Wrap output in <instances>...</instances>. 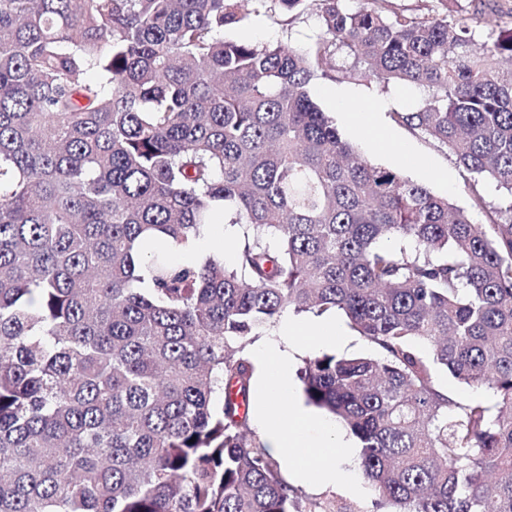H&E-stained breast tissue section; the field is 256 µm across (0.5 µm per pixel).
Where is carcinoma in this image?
<instances>
[{"instance_id": "1", "label": "carcinoma", "mask_w": 512, "mask_h": 512, "mask_svg": "<svg viewBox=\"0 0 512 512\" xmlns=\"http://www.w3.org/2000/svg\"><path fill=\"white\" fill-rule=\"evenodd\" d=\"M458 2L0 0V512H327L247 426L244 341L287 309L373 349L301 381L388 512H512V10L476 48ZM247 6L324 35L224 39ZM318 76L431 91L396 121L487 222L358 157ZM226 213L234 267L166 258ZM439 384L448 390L449 394L454 399H461L464 401L474 400H488L492 397L491 393L483 389H469L459 384L448 373L443 370L438 371Z\"/></svg>"}]
</instances>
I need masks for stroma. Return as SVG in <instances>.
<instances>
[{"mask_svg":"<svg viewBox=\"0 0 512 512\" xmlns=\"http://www.w3.org/2000/svg\"><path fill=\"white\" fill-rule=\"evenodd\" d=\"M323 33L318 19L308 13L287 22L275 21L263 14L249 15L238 27L226 30L225 38L257 43L291 42L304 47L314 42ZM310 94L315 103L334 120L344 139L363 157L374 164L398 171L406 178L428 187L433 193L448 197L455 205L469 208L470 199L464 190L462 170L455 164L446 149L434 145L422 136L412 134L397 123L393 115L408 112L422 106L429 97L428 90L402 83L381 85L371 79L357 82H341L318 78L310 84ZM383 100L387 108L383 121L388 128L409 147V156L404 161L393 159L384 143L366 139L356 128L346 124L342 111L367 112L374 101ZM352 472L364 490L366 498L333 486L314 487L297 484L296 490L306 501H316L338 512H382L376 504V495L365 476L360 463H353Z\"/></svg>","mask_w":512,"mask_h":512,"instance_id":"1","label":"stroma"}]
</instances>
